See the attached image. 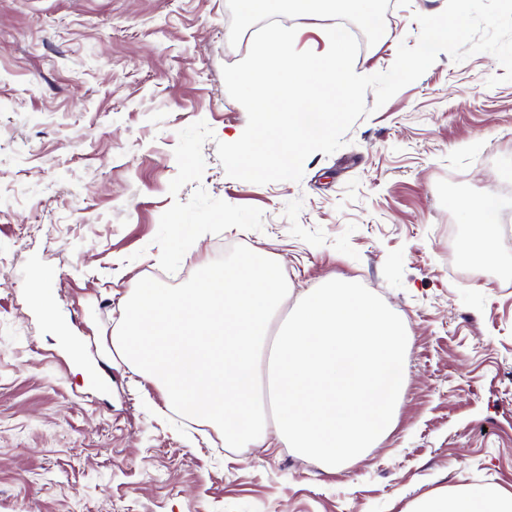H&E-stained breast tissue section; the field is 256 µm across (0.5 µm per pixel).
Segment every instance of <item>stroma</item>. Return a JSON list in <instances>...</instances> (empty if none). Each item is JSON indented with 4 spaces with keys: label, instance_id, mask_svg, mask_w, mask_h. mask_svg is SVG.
<instances>
[{
    "label": "stroma",
    "instance_id": "obj_1",
    "mask_svg": "<svg viewBox=\"0 0 512 512\" xmlns=\"http://www.w3.org/2000/svg\"><path fill=\"white\" fill-rule=\"evenodd\" d=\"M446 2L366 0L383 26L355 71L389 69ZM270 20L237 0H0V512H408L460 485L512 492V82L492 54H439L301 181L247 185L217 156L248 121L222 68ZM335 22L285 24L320 53ZM486 196L506 218L494 257L461 264L479 226L460 204ZM177 216L193 235L174 239ZM238 244L284 266L275 321L336 278L405 325L396 425L336 471L225 447L120 352L78 370L67 337L110 342L141 278L181 284ZM54 280V273L46 270L40 273L33 285V296L39 306L49 310L54 299V288H51Z\"/></svg>",
    "mask_w": 512,
    "mask_h": 512
}]
</instances>
